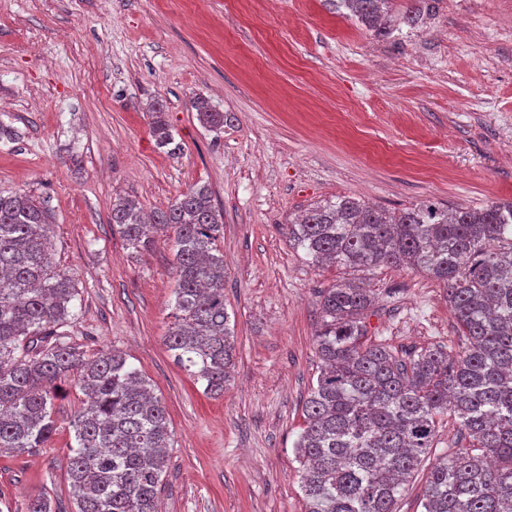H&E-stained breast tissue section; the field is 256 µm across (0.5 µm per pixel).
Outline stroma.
<instances>
[{"label": "stroma", "instance_id": "1", "mask_svg": "<svg viewBox=\"0 0 512 512\" xmlns=\"http://www.w3.org/2000/svg\"><path fill=\"white\" fill-rule=\"evenodd\" d=\"M205 98L231 113L199 123ZM163 99L181 149L157 147L148 106ZM0 188L44 200L59 268L77 274L69 328L87 357L116 349L164 402L173 445L161 512H307L293 444L322 370L318 295L339 269L311 263L283 226L351 195L397 210L423 201H512V0H441L420 28L377 38L329 0H0ZM222 215L224 302L236 366L210 396L171 356L170 241L128 247L115 197L145 213L193 184ZM377 300L369 336L400 359L462 336L442 287L407 268L359 275ZM78 391L33 455L0 453V504L47 494L76 512L63 450ZM443 416L398 501L422 512L437 459L467 447ZM195 108L197 110V117L201 125L210 132L216 134L223 132L224 121L225 124L232 121L233 117L227 112H218L217 110L210 107L204 101H197Z\"/></svg>", "mask_w": 512, "mask_h": 512}]
</instances>
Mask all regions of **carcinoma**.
<instances>
[{"label":"carcinoma","mask_w":512,"mask_h":512,"mask_svg":"<svg viewBox=\"0 0 512 512\" xmlns=\"http://www.w3.org/2000/svg\"><path fill=\"white\" fill-rule=\"evenodd\" d=\"M334 2L386 37L401 25L418 28L439 0ZM195 108L216 134L232 119L203 101ZM150 112L158 147L172 144L176 153L163 101ZM111 220L134 249L170 233L176 284L166 347L205 392H224L236 342L218 245L224 224L212 190L195 184L149 219L120 197ZM50 226L43 201L0 190V451L48 447L55 401L72 381L82 393L66 452L76 512H158L172 442L166 407L121 352L88 360L70 340L77 281L54 264ZM286 230L292 248L313 263L407 267L443 284L467 339L457 354L434 347L404 362L367 336L371 289L342 278L323 292L315 345L325 368L294 443L308 512H396L447 411L470 444L431 468L424 512H512V202H422L389 211L341 195L306 209Z\"/></svg>","instance_id":"cac0c4a2"}]
</instances>
